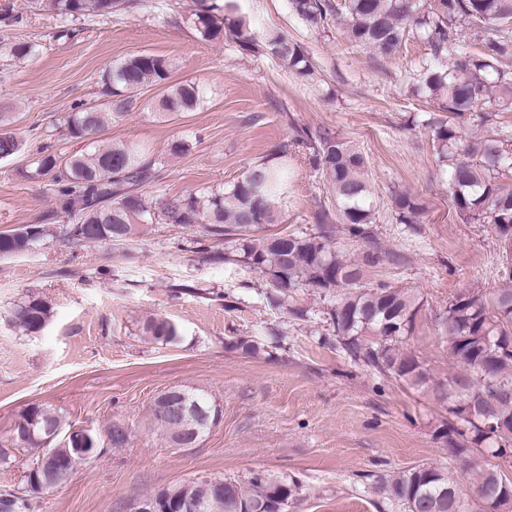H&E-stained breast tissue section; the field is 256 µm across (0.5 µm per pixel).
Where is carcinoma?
Here are the masks:
<instances>
[{
  "label": "carcinoma",
  "instance_id": "carcinoma-1",
  "mask_svg": "<svg viewBox=\"0 0 512 512\" xmlns=\"http://www.w3.org/2000/svg\"><path fill=\"white\" fill-rule=\"evenodd\" d=\"M35 5L62 18L85 13L129 14L149 8L148 0H34ZM295 15L310 29L329 26L335 8L331 0H291ZM345 40L352 46L373 52L381 59L396 54L414 35L430 47V58L422 65L416 93L437 103L438 113L429 115L426 125L438 159L447 163L448 182L455 211L463 218L491 225L502 248L503 274L512 279V187L499 183L512 173V151L499 138L480 142V161L459 159L467 150L456 120L488 102L512 111V72L502 65L512 60V0H344ZM487 30L479 52L466 50L458 37V26ZM198 37L204 41L224 40L244 54H272L286 71L304 79L315 77V67L304 46L277 29L256 36L250 24L232 13L222 0H198L193 19ZM175 63L169 58L143 53L126 57L107 67L102 76V93L107 101L99 108L82 103L72 106L59 121L76 138L104 130L105 115L115 120L139 104L141 91L158 86L160 92L152 109L177 116L194 111L204 101V87L192 80L169 82ZM448 116H442V113ZM291 145L309 152L308 160L318 170L336 197V209H321L314 233H270L275 222V203L288 181V145L271 157L249 166L241 179L224 189L169 198L161 209L167 224L197 229L207 238L224 240V253L214 258L237 261L266 277L268 299L275 308H286L295 316L303 311L288 307V298L300 288H314L330 300L327 314L336 347L369 370L405 383L416 391L427 390L436 402L448 406L455 423L440 427L436 439L450 455L462 460V475H471L474 489L483 498L468 505L467 512H487L484 504L498 499V505L512 498V480L495 467L476 468L470 461L480 447L493 457L512 453V288H503L488 300L459 293L437 318L441 335L448 339V352L459 370L446 381L433 379L424 361L402 350L410 338L421 308L417 297L384 281L364 282V270L377 267L384 258L375 241L374 210L369 202L368 161L356 144L327 128H294ZM20 144L10 132L0 133V160L18 153ZM155 162L144 156L133 142L97 145L89 143L82 153L61 154L40 151L31 160L25 177L51 176L50 190L58 201L60 226L27 224L0 232V257L28 254L45 240L70 247L99 243L115 246L127 243L141 224H152L150 209L140 188L155 178ZM401 221L411 223L420 206L408 194L395 198ZM345 234L367 244L356 260L336 254V224ZM52 308L47 301L30 297L14 305L10 323L27 335L38 334L48 325ZM143 333L157 343L174 344L180 331L167 319L151 318ZM487 358L490 376L480 379L475 364ZM169 398L192 406H212L207 397L186 389L166 391ZM474 403V414L457 416V408ZM151 416L166 440L178 430L200 439L208 427L198 422L192 430L168 419L157 408ZM35 420L39 438L20 447L32 453L26 473L27 491L41 477L47 449L62 440L55 436L64 429L62 417L44 405L31 404L20 418ZM488 424L503 430L491 436ZM370 488L378 503L395 506L399 512H456L460 496L458 479L434 467H413L395 476L369 474ZM298 492V484L255 474L245 489L235 481L224 484V496L212 495L206 479L197 481L196 493L204 512H287Z\"/></svg>",
  "mask_w": 512,
  "mask_h": 512
}]
</instances>
